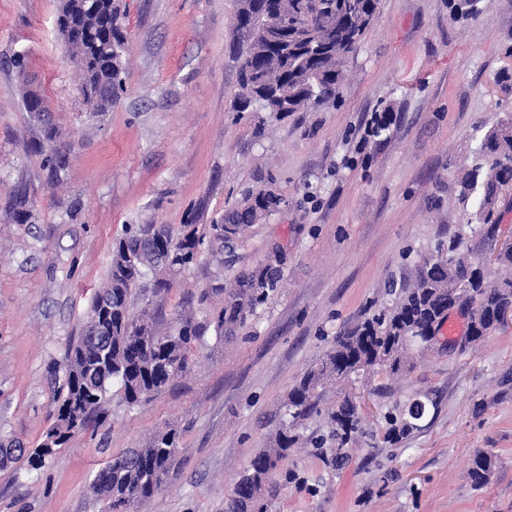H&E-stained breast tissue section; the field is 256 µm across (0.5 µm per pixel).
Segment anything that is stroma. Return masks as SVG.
Segmentation results:
<instances>
[{
  "mask_svg": "<svg viewBox=\"0 0 512 512\" xmlns=\"http://www.w3.org/2000/svg\"><path fill=\"white\" fill-rule=\"evenodd\" d=\"M122 5L126 90L96 112L57 28L60 0H0V442L34 450L53 424L67 349L124 225L213 224L246 189L272 190L279 207L244 241L131 308H152L163 330L181 312L207 322L221 301L200 294L275 246L282 286L233 341L206 332L187 373L146 404L129 408L110 390L97 433L75 434L40 470L0 466V512H106L90 491L96 472L167 425L181 432L176 462L140 512H224L289 389L338 335L389 305L388 280H410L414 262L457 231L476 257L496 251L468 227L458 178L485 134L512 123V78L500 79L512 75V0H488L473 18L454 16L449 0H378L340 100L285 116L233 109L236 0ZM28 90L47 99L44 121L26 112ZM379 114L386 135L366 136ZM50 126L72 145L57 184L37 150ZM19 194L26 224L14 219ZM448 316L457 334L397 373L327 385L298 424L306 445L267 488L268 512H512V324L471 345L466 310ZM422 395L433 404L420 429L385 444L387 410ZM347 396L365 432L339 467L313 443ZM480 450L494 468L477 488L469 468Z\"/></svg>",
  "mask_w": 512,
  "mask_h": 512,
  "instance_id": "35a3bbf8",
  "label": "stroma"
}]
</instances>
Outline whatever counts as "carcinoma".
I'll list each match as a JSON object with an SVG mask.
<instances>
[{"label":"carcinoma","mask_w":512,"mask_h":512,"mask_svg":"<svg viewBox=\"0 0 512 512\" xmlns=\"http://www.w3.org/2000/svg\"><path fill=\"white\" fill-rule=\"evenodd\" d=\"M377 0H237L236 28L244 43H252L250 57L242 60L234 111L256 107L258 112H297L336 99L344 81L345 59L358 48L369 29ZM288 18V30L268 41L261 30L268 18ZM90 63L81 64L83 93L94 111L107 112L114 98L99 96L102 80L112 81L115 93L123 91L125 37L118 10L106 4L98 26H86ZM50 128L46 139L52 152L44 165L53 178L63 169L68 146L57 142ZM512 186V124L488 132L474 164L460 181V196L475 204L474 221L486 239L494 238L496 211L503 189ZM280 198L272 192H250L238 206L224 212V223L201 230L183 224L178 231L165 224H132L124 228L112 250L108 280L92 301L91 311L106 295L112 311L89 319L71 346L64 369V384L57 399L53 429L59 446L72 434L66 414L78 413L83 429L93 432L107 423L109 389L116 385L130 407L139 406L162 392L185 373L196 341L213 328L216 338L237 335L247 318L281 287V260L261 264L237 274L226 286L224 305L206 324L190 314L179 316L166 331L157 327L154 313H131V300L147 291L168 290L177 276L215 246L242 238L248 229L275 211ZM462 236L450 239L416 264L412 283L400 290L395 302L336 340V346L294 384L285 399V414L296 422L318 405L328 381L344 382L363 371V364L399 371L416 345L430 343L448 311L461 301L469 314L467 342L475 343L501 326L500 311L512 306V254L499 256L505 269L501 278L488 282L480 263L458 252ZM426 412L420 399L385 417L383 441L397 445L418 428ZM336 424V451H341L361 431L356 406L346 401L331 416ZM175 428L157 431L142 448H127L112 456L104 472L96 473L92 493L112 498V509L126 512L141 505L161 489L179 448ZM299 438L284 421L271 445L258 450L239 477L225 512H267L262 496L279 462ZM492 455L478 452L471 461L474 486L485 485L492 473Z\"/></svg>","instance_id":"obj_1"}]
</instances>
